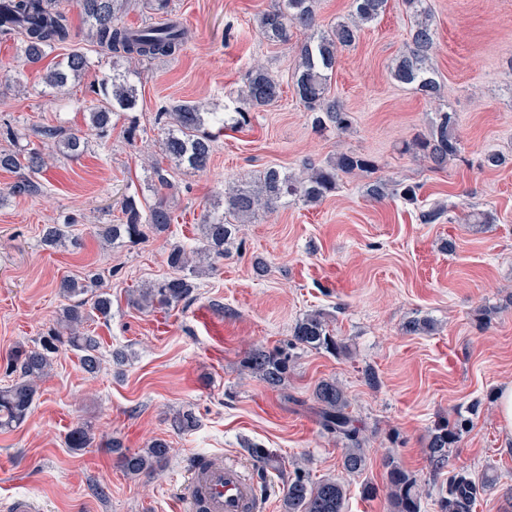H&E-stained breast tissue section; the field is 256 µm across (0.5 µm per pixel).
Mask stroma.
<instances>
[{"label":"stroma","instance_id":"35a3bbf8","mask_svg":"<svg viewBox=\"0 0 512 512\" xmlns=\"http://www.w3.org/2000/svg\"><path fill=\"white\" fill-rule=\"evenodd\" d=\"M273 2L171 0L192 39L176 57L136 65V141L126 137L125 117H114L108 136L90 137L81 157H50L31 197L14 195L16 174L0 170V371L18 348L37 346L55 326L64 277L100 273L112 296L111 317L91 325L101 343L100 370L85 372L73 351L61 350L28 419L0 430V500L33 492L46 512H177L192 457L213 455L260 476L265 512H282L297 467L315 481L343 480L345 512H390L383 466L390 455L419 479L421 512H436L443 479L429 466L428 434L473 405L449 465L498 475L472 512H503L512 437L500 427L496 395L512 383V0H429L437 99L389 76L413 23L402 0H389L356 46L339 54L328 84L330 98L353 116L343 133L312 129L293 92L291 50L260 35L255 19ZM67 9L72 38L57 54L84 53L87 70L62 96L44 83L42 66L23 64L19 44L0 43V125L86 130L95 88L124 68L88 37L74 0ZM257 62L280 81L282 99L255 113L249 126L217 132L205 170L172 171L173 187L164 193L169 230L125 246L101 241L97 225L121 218L124 196L154 198L152 165L163 160L165 129L158 112L191 101L233 114ZM443 106L458 116L461 156L434 170L407 146L428 134ZM491 150L508 164L481 167ZM341 151L368 155L373 169L341 177L320 203L287 198L240 225L190 303L151 312L130 305L132 289L168 276L169 248L194 244L205 216L223 210L225 187L271 166L297 173L308 160L323 165ZM377 180L418 185L416 203L394 194L372 199L366 188ZM433 207L442 218L422 223L421 211ZM482 212L492 223H476ZM48 224L68 227L53 250L40 243ZM481 306L498 309L485 327L473 317ZM314 311L329 319L342 354L294 350L277 389L245 368L250 348L280 345ZM424 318L434 324L431 333H406L409 321ZM116 351L123 364L114 362ZM369 371L377 386L366 383ZM324 378L344 386L364 427L362 473H343L342 442L322 431L308 407ZM187 411L197 425L178 432L172 421ZM83 425L91 426L93 445L68 448V433ZM111 438L129 452L162 438L171 452L155 474L129 476L106 446ZM254 445L267 450V464L254 460Z\"/></svg>","mask_w":512,"mask_h":512}]
</instances>
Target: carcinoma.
Returning a JSON list of instances; mask_svg holds the SVG:
<instances>
[{
	"mask_svg": "<svg viewBox=\"0 0 512 512\" xmlns=\"http://www.w3.org/2000/svg\"><path fill=\"white\" fill-rule=\"evenodd\" d=\"M414 16L406 49L390 66L395 82L414 87L430 98L440 97V85L430 65L436 48V31L428 0H405ZM6 5L7 18H0V41L19 39L22 58L27 64H36L47 58L58 46L72 38L67 12L59 0H0ZM76 5L90 22L89 36L107 49L112 56L128 63L171 57L186 46L190 31L182 23L170 18V0H141V8L149 11L157 21L143 27H130L124 16L136 7L134 0H76ZM388 0H352L350 18L339 20L328 28L317 29L316 0H275L274 6L257 19L260 34L268 41L288 45L297 30H309L307 39L294 44L292 82L294 93L311 112V124L317 131L333 127L347 131L352 124L350 113L327 98L328 82L336 67L339 51L353 46L362 29L385 13ZM88 66L84 54L73 52L49 63L44 74L45 83L59 91L78 80ZM131 71L114 74L104 80L98 90L99 98L88 112V128L98 137L107 135L112 118L120 112H133L137 106L136 92L129 80ZM282 88L266 67L253 66L246 77L244 89L235 107V126L242 127L253 112L277 104ZM165 119V137L162 152L168 161L191 170L206 167L212 152L214 134L209 125L224 129V117L208 112L198 102H182L160 113ZM457 115L439 109L430 132L418 137L412 144L416 155L433 169H443L461 152L457 132ZM45 150L56 151L70 158H78L88 148L85 133L66 132L55 127L35 130ZM46 165L43 152L36 147L20 145L14 150L0 151V169L19 174L12 190L17 195H35L40 184L32 175ZM373 161L365 154L341 151L327 166L312 162L303 165L304 173L295 176L270 167L254 182L230 186L224 191V212L210 215L202 224L201 246L190 253L176 245L166 255V264L174 274L158 282L138 288L132 293V303L142 310L157 306L169 307L188 303L193 299L195 280L213 269L204 264L224 254V244L238 231V224L254 217L261 210H271L284 198L293 197L304 203H317L336 191L342 174L367 171ZM123 220L120 224L103 227L108 241L134 243L145 238L144 226L150 225L157 233L165 232L172 222V214L163 200L143 208L141 200L128 195L121 202ZM66 239L64 231L49 225L43 234V244L56 248ZM89 281L64 279L60 283L63 296L72 303L63 306L56 326L31 349L19 351L7 363L6 371L16 375L13 382L0 388V429L21 425L31 411L37 392L36 382L52 369V354L62 347L80 353L86 372L99 370L100 342L85 332L88 316L79 296L89 292ZM92 309L102 318L112 312V295L107 291L95 293ZM302 346L335 354L341 342L329 329L320 312L309 313L295 323L292 338L286 345L268 349L256 346L247 352L244 366L268 386L284 384L288 373V350ZM316 415L321 429L344 443L341 467L348 474H357L366 466L362 430L349 411L350 401L344 387L334 378L320 380L313 389ZM470 423L464 419L453 423L443 420L428 434L426 453L433 472L442 473L448 464L449 449L454 447ZM94 434L84 427L75 428L69 435L68 447L87 448ZM170 448L163 440L132 453H120L119 463L128 475H150L165 462ZM387 469L388 498L392 512H421L422 492L416 476L390 457ZM497 477L489 472L474 476L461 469L448 476L436 499L438 512H472L480 489L495 484ZM346 490L336 479L314 482L302 473L288 482L283 498L284 512H343Z\"/></svg>",
	"mask_w": 512,
	"mask_h": 512,
	"instance_id": "1",
	"label": "carcinoma"
}]
</instances>
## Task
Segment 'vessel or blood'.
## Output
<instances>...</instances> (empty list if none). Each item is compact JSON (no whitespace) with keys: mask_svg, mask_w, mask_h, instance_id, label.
Here are the masks:
<instances>
[{"mask_svg":"<svg viewBox=\"0 0 512 512\" xmlns=\"http://www.w3.org/2000/svg\"><path fill=\"white\" fill-rule=\"evenodd\" d=\"M183 512H262L263 499L242 468L216 458L194 466L179 495ZM0 512H45L34 494H17L0 501Z\"/></svg>","mask_w":512,"mask_h":512,"instance_id":"obj_1","label":"vessel or blood"}]
</instances>
